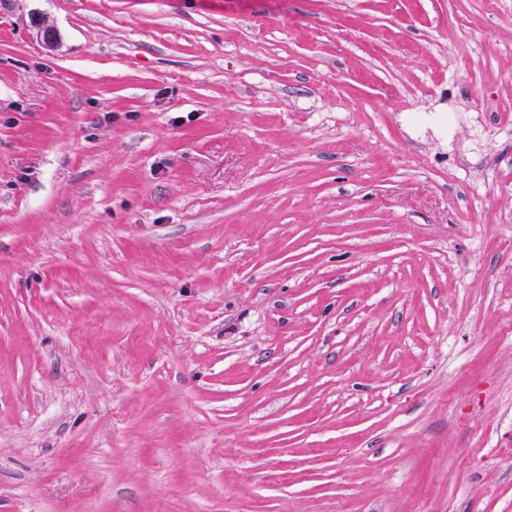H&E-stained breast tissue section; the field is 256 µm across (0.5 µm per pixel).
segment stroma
Returning a JSON list of instances; mask_svg holds the SVG:
<instances>
[{"label":"stroma","mask_w":512,"mask_h":512,"mask_svg":"<svg viewBox=\"0 0 512 512\" xmlns=\"http://www.w3.org/2000/svg\"><path fill=\"white\" fill-rule=\"evenodd\" d=\"M0 512H512V0H0Z\"/></svg>","instance_id":"stroma-1"}]
</instances>
